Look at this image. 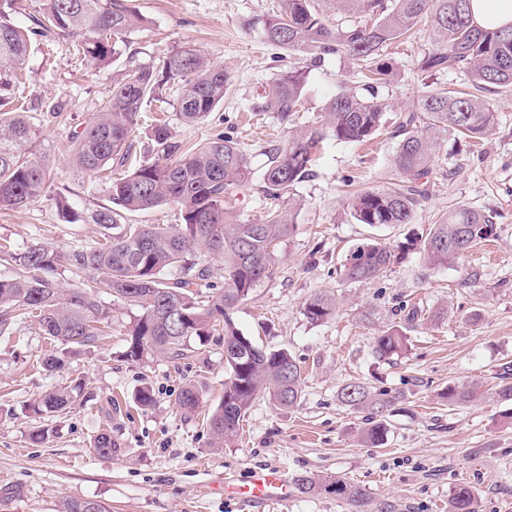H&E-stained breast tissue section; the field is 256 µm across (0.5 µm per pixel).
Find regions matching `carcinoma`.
I'll use <instances>...</instances> for the list:
<instances>
[{
    "label": "carcinoma",
    "mask_w": 512,
    "mask_h": 512,
    "mask_svg": "<svg viewBox=\"0 0 512 512\" xmlns=\"http://www.w3.org/2000/svg\"><path fill=\"white\" fill-rule=\"evenodd\" d=\"M131 0H44L32 25L9 20L12 0H0V207L22 208L39 199L47 180L45 164L26 156L34 133L24 107L5 109L14 102L18 70L34 36L57 34L78 39V51L98 65L109 63L129 44V36L146 19L129 5ZM336 10L357 19L342 26L326 23L319 0H277L276 10L264 21L266 42L305 56L317 64L336 54L360 67L361 81L343 87L326 104L321 120L288 131V139L270 147L263 172L264 193L275 200L253 223L237 220L229 197L251 177L247 155L230 137L219 133L197 148H187L172 137L166 124L152 129L154 156L138 160L130 173L106 187L111 205L86 216L67 197L56 198L62 221L94 224L102 241L85 250L62 252L41 243L23 249L0 244V266L14 270L0 275V333L10 329L20 313L32 318L42 335L71 352L93 347L110 338L112 305L135 310L126 327L123 357L139 361L147 355L173 360L191 352V341L205 343L211 336L224 342V394L208 417L215 446L236 436L257 395L277 407L293 408L302 400L300 365L284 350H268L243 335L226 310L246 301L253 288L271 277L279 263L278 248L295 223L277 201L293 199L299 183L311 175L328 137L340 142H364L388 124L389 105L379 95L395 74L383 55L388 44L406 37L426 18L434 49L419 64L423 72L459 70L466 73L471 91L425 86L417 106L396 117L400 137L393 156L399 175L390 190H363L351 198V216L359 224L379 227L409 224L429 195L435 141L433 131L463 139L482 140L496 126L492 104L483 92L512 89V26L486 30L473 23L470 0H331ZM303 66L281 71L273 78L265 108L280 124H295L307 85ZM230 77L195 48L185 45L159 56L151 64L129 62L114 79L112 95L99 105L69 147V159L81 172L94 176L117 164L128 163L133 151L139 114L146 100L171 89L179 114L187 124L204 122L224 102ZM174 206L179 224H126L123 213ZM493 233V216L461 208L432 225L428 234L397 247L372 240L351 250L342 264V279L365 282L380 278L397 253L417 250L430 266L448 265ZM206 252L224 261L225 288L204 291L205 273L197 254ZM87 274L78 287L63 289L53 274L60 262ZM336 313V299L315 294L303 305L312 324ZM444 311L428 314L408 310L403 324L378 327L373 354L390 360L408 349V332L420 318L439 319ZM491 389L479 382L454 383L439 393L450 406H467L492 396L512 401V368L503 367ZM84 381L73 378L28 405L39 417L62 414L84 399ZM339 401L366 413L360 441L368 448L383 445L390 417L404 393L380 391L350 381L338 391ZM199 389L188 384L177 398L178 407L193 412L200 405ZM99 457L110 458L120 444L104 429L91 442ZM301 494L332 495L348 502L353 512H369L366 490L339 476L301 474L294 478ZM57 512H108L100 500L67 498ZM448 512H479L477 493L456 489Z\"/></svg>",
    "instance_id": "obj_1"
}]
</instances>
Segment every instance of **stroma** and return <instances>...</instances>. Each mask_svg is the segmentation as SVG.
I'll return each mask as SVG.
<instances>
[{
    "mask_svg": "<svg viewBox=\"0 0 512 512\" xmlns=\"http://www.w3.org/2000/svg\"><path fill=\"white\" fill-rule=\"evenodd\" d=\"M132 5L147 23L107 66L78 55L69 37L33 44L22 65L23 95L39 107L61 104L62 112L49 121L39 115L33 120L29 156L47 161L49 179L37 202L0 210V242L17 248L42 243L65 252L95 246V225L64 223L56 208L61 194L87 213L109 203L104 181L70 163V142L111 96L118 71L132 61L152 63L185 44L224 66L230 76L224 103L205 123L189 126L179 117L174 94L147 101L133 152L151 156V130L159 123L190 144L220 132L233 137L252 168L249 182L234 194V212L243 222L264 214L265 153L285 131L262 105L275 74L301 63L262 36L276 0H132ZM432 49L425 23L391 45L387 53L396 74L381 97L407 108L417 104L427 84L467 83L458 71L421 73L418 64ZM354 71L336 55L311 68L296 125L318 121L327 100L353 83ZM488 99L498 116L493 134L475 146L440 135L429 197L409 224L371 227L350 214L349 187H395L392 130L366 144L327 141L312 176L296 188V229L280 246L274 274L228 311L239 332L296 358L303 399L297 407L280 409L258 396L237 437L223 447H214L206 421L224 393L220 339L196 347L176 364L159 355L128 361L122 353L129 315L117 307L111 339L66 356L64 370L52 374L42 366L51 349L48 340L33 322L17 318L10 332L0 333V512H56L69 497L100 500L111 512H352L336 497L293 488L283 500L254 502L248 492L252 474L274 466L291 478L302 473L347 478L367 490L371 512H448L450 494L464 485L477 492L479 512H512V423L502 418V404L487 400L454 407L439 397L448 385L474 379L492 387L502 365L512 364V90ZM458 208L493 214L490 241L436 269L411 252L380 279H340L338 269L353 246L372 238L398 244ZM319 292L335 294L337 312L313 324L303 315V303ZM415 303L448 314L419 322L407 352L377 360L374 330L362 313L375 310L384 321L400 322L403 305ZM77 377L84 379L90 401L59 417L26 413L30 399ZM354 380L407 396L382 447L360 445L364 415L337 399L341 386ZM191 382L201 387L202 404L188 414L176 400ZM144 386L155 399L145 411L132 401ZM38 426L50 431L41 444L28 438ZM104 429L121 445L117 456L102 458L90 450L92 438ZM228 481L237 485L236 494H225Z\"/></svg>",
    "mask_w": 512,
    "mask_h": 512,
    "instance_id": "obj_1",
    "label": "stroma"
}]
</instances>
